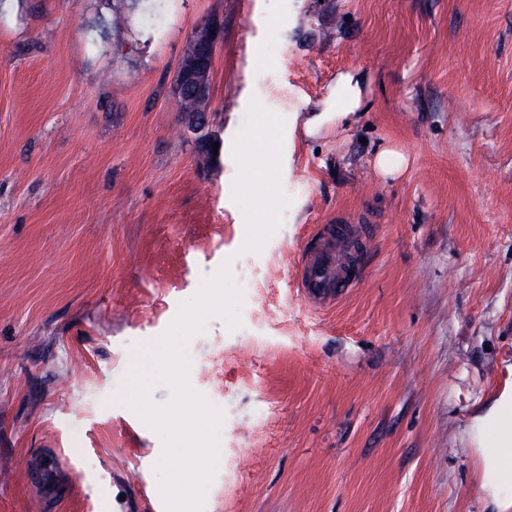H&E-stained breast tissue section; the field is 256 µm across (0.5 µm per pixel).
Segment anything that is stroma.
I'll list each match as a JSON object with an SVG mask.
<instances>
[{
  "label": "stroma",
  "mask_w": 512,
  "mask_h": 512,
  "mask_svg": "<svg viewBox=\"0 0 512 512\" xmlns=\"http://www.w3.org/2000/svg\"><path fill=\"white\" fill-rule=\"evenodd\" d=\"M219 18L208 129L173 83ZM356 122L305 136L339 73ZM397 148L396 177L374 166ZM360 285L297 286L320 225ZM229 266L237 327L182 345L221 410L203 512H490L476 429L512 387V0H0V512H167L124 378ZM190 39L197 44L200 51L205 53L212 52L224 39V27L222 23L216 19H211L196 26L189 35ZM215 52V51H214ZM214 63V53L211 65ZM373 242L361 224L322 225L316 245L302 262L298 288L317 306L338 301L359 282L354 261Z\"/></svg>",
  "instance_id": "obj_1"
}]
</instances>
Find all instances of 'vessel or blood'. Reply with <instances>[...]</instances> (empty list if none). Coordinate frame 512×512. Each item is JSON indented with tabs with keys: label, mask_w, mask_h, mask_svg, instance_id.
Listing matches in <instances>:
<instances>
[{
	"label": "vessel or blood",
	"mask_w": 512,
	"mask_h": 512,
	"mask_svg": "<svg viewBox=\"0 0 512 512\" xmlns=\"http://www.w3.org/2000/svg\"><path fill=\"white\" fill-rule=\"evenodd\" d=\"M373 242L359 224L322 225L316 245L302 262L298 286L312 304L325 306L340 299L359 282L354 265L359 250Z\"/></svg>",
	"instance_id": "1"
}]
</instances>
